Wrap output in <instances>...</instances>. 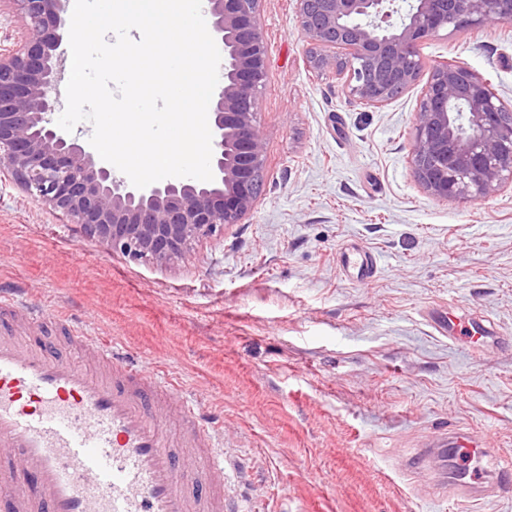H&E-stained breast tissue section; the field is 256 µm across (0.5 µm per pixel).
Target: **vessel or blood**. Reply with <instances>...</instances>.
Returning <instances> with one entry per match:
<instances>
[{
    "label": "vessel or blood",
    "instance_id": "vessel-or-blood-1",
    "mask_svg": "<svg viewBox=\"0 0 512 512\" xmlns=\"http://www.w3.org/2000/svg\"><path fill=\"white\" fill-rule=\"evenodd\" d=\"M0 311L57 322L74 345L0 336V512H244L225 496L223 417L178 398L168 370L12 289ZM482 453L456 441L460 492L481 483Z\"/></svg>",
    "mask_w": 512,
    "mask_h": 512
}]
</instances>
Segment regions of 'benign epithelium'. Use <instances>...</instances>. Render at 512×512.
I'll use <instances>...</instances> for the list:
<instances>
[{"mask_svg":"<svg viewBox=\"0 0 512 512\" xmlns=\"http://www.w3.org/2000/svg\"><path fill=\"white\" fill-rule=\"evenodd\" d=\"M22 21L0 50V173L106 250L167 266L239 223L261 195L265 155L255 125L266 80L256 22L260 0H207L221 47L209 104L213 180L170 177L143 189L91 144L55 123L63 108L67 0H7ZM309 66L346 76L349 94L386 105L412 89L410 50L443 30L512 20V0H295ZM413 175L430 196L456 202L512 186V108L466 66L433 67L415 113Z\"/></svg>","mask_w":512,"mask_h":512,"instance_id":"obj_1","label":"benign epithelium"}]
</instances>
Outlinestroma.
Listing matches in <instances>:
<instances>
[{"label":"stroma","instance_id":"stroma-1","mask_svg":"<svg viewBox=\"0 0 512 512\" xmlns=\"http://www.w3.org/2000/svg\"><path fill=\"white\" fill-rule=\"evenodd\" d=\"M266 82L255 121L263 193L241 223L167 267L75 234L0 180V289H26L94 335L173 367L224 418L231 497L254 512H459L411 469L444 433L512 457V350L471 349L443 309L512 338V188L465 204L428 195L409 150L422 93L373 108L309 67L293 0H260ZM512 106V21L419 45ZM369 253L362 280L342 268Z\"/></svg>","mask_w":512,"mask_h":512}]
</instances>
